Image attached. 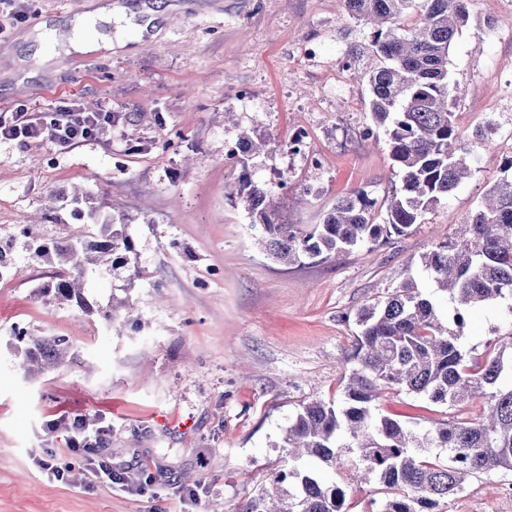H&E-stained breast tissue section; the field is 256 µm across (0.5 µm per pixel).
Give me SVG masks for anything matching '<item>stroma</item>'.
<instances>
[{
  "instance_id": "35a3bbf8",
  "label": "stroma",
  "mask_w": 512,
  "mask_h": 512,
  "mask_svg": "<svg viewBox=\"0 0 512 512\" xmlns=\"http://www.w3.org/2000/svg\"><path fill=\"white\" fill-rule=\"evenodd\" d=\"M93 0H6L0 5V111L24 104L43 115L75 97L88 110L110 105L120 121L66 154L0 140V235L33 217L44 233L75 223L74 188L115 219H129L146 279L129 296L139 326L107 329L105 308L119 280H94L91 312L40 296L52 265L23 260L0 280V512H244L274 471L292 462L279 443L302 403L342 401L354 336L351 317L413 279L440 316L453 305L420 258L457 237L512 156V140L489 136L473 172L407 236L365 244L336 259L285 266L248 229L226 187L243 170L281 172L280 219L313 225L336 201L361 190L375 197L398 179L385 136L372 126L365 84L337 82L343 55L372 63L370 31L338 18L337 0H115L132 23H97L111 50L80 53L77 17ZM469 20L449 50L448 88L459 96L465 135L512 127V0H470ZM315 46L309 66L301 48ZM249 90L250 100L240 98ZM250 129L274 150L248 167L224 162L225 139ZM305 133L306 151L285 147ZM22 326L74 343L68 362L36 380L23 376L11 329ZM512 333L505 304L474 307L460 342L483 359L489 342ZM379 414L428 426L475 421L480 399L436 404L387 394ZM81 416L108 427L96 461L128 471L134 488L106 486L70 461V434L46 424ZM68 479L40 465L47 450ZM347 492L350 512H371L377 483L358 481L348 462L318 464ZM198 496L189 499L185 477ZM500 473L470 479L443 512H512Z\"/></svg>"
}]
</instances>
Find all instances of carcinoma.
Returning <instances> with one entry per match:
<instances>
[{
  "label": "carcinoma",
  "mask_w": 512,
  "mask_h": 512,
  "mask_svg": "<svg viewBox=\"0 0 512 512\" xmlns=\"http://www.w3.org/2000/svg\"><path fill=\"white\" fill-rule=\"evenodd\" d=\"M469 0H338L339 12L372 25L370 52L378 64L354 73L367 85L375 127L382 130L400 186L382 199L356 191L336 201L322 222L310 229L285 224L277 216L273 184L245 173L229 193L244 205L249 227L266 251L286 265L324 262L362 244H384L411 227L467 179L475 159L455 122L458 96L448 91L449 49L469 18ZM235 163L258 145L239 135ZM385 208L376 222L377 206ZM85 224H66L45 236L37 224H23L18 235L36 260L57 268L40 293L88 308L84 291L91 276H124L122 291L142 277L127 222L116 223L87 211ZM423 268L454 302L452 322L462 327L481 304L512 300V176L494 180L484 201L471 212L453 241L437 244L421 258ZM20 273L13 240L0 241V279ZM351 368L344 404L312 400L288 419L279 447L288 456L326 464L352 453L361 479L376 482L384 494L376 512H440L465 489L471 477L512 472V333L495 343L480 363L466 360L459 336L444 325L433 299L408 280L361 309L355 319ZM16 353L28 379L59 368L71 342L24 329L14 332ZM384 393L427 397L440 404L485 399L476 422L407 426L376 413ZM448 452L440 465L433 450ZM245 512H347L346 491L319 475L295 467L276 473Z\"/></svg>",
  "instance_id": "1"
}]
</instances>
